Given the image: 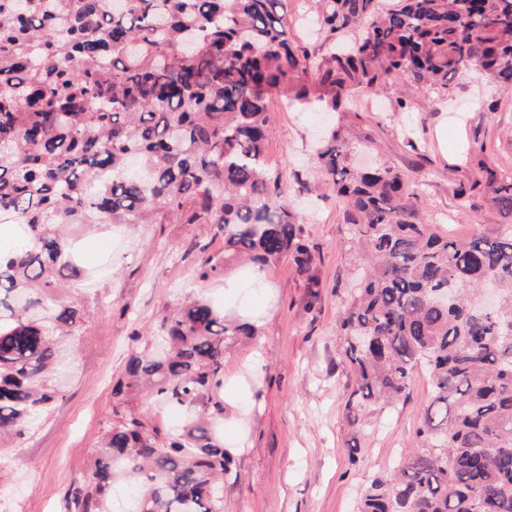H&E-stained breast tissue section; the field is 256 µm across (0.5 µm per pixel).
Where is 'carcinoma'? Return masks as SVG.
<instances>
[{"mask_svg":"<svg viewBox=\"0 0 512 512\" xmlns=\"http://www.w3.org/2000/svg\"><path fill=\"white\" fill-rule=\"evenodd\" d=\"M311 17L321 53L289 39L288 0H0V224L24 234L0 247V456L59 400V349L88 312L63 296L84 274L63 227L210 224L224 264L204 259L198 279L287 256L312 306L313 248L266 164L274 99L344 116L359 112L353 86L446 90L476 64L512 85V0H315ZM316 161L365 260L339 320L358 385L348 424L366 400L407 397L419 370L433 388L420 448L366 484L356 512H512V233L439 232L404 174L348 163L342 124ZM477 166L459 208L482 186L512 214V176ZM155 333L162 352L130 356L115 398L145 388L187 422L163 433L114 411L69 512H109L119 473L139 487L136 512H223L224 345L258 327L200 296Z\"/></svg>","mask_w":512,"mask_h":512,"instance_id":"carcinoma-1","label":"carcinoma"}]
</instances>
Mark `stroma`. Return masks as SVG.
Returning <instances> with one entry per match:
<instances>
[{
    "instance_id": "stroma-1",
    "label": "stroma",
    "mask_w": 512,
    "mask_h": 512,
    "mask_svg": "<svg viewBox=\"0 0 512 512\" xmlns=\"http://www.w3.org/2000/svg\"><path fill=\"white\" fill-rule=\"evenodd\" d=\"M351 94L371 107L346 120L349 156L361 160L359 137L371 130L374 160L419 185L420 212L440 232L496 234L512 225V215L490 195L476 197L464 213L456 197L459 184L477 175L469 148L485 146V162L512 174V86L496 84L475 67L445 92L395 82ZM271 116L268 162L279 169L285 198L314 248L319 301L308 306L304 279L285 257L265 272L269 291L239 290L238 305L262 308L264 316L258 336L231 344L224 354L225 375L248 371L257 380L237 405L224 407L219 434L232 450L224 512H355L359 489L418 448L416 431L432 388L426 375H417L405 402L368 405L360 429L348 425L345 403L356 380L337 324L362 252L314 163L322 110L287 111L277 102ZM75 249L86 273L70 286L90 315L62 354L61 398L5 461L0 512H67L113 418L112 384L124 376L129 356L144 348L160 314L197 293L224 302L223 277L196 278L200 258L224 255V238L210 225L102 226L78 236ZM353 438L361 448L355 464L348 453Z\"/></svg>"
}]
</instances>
